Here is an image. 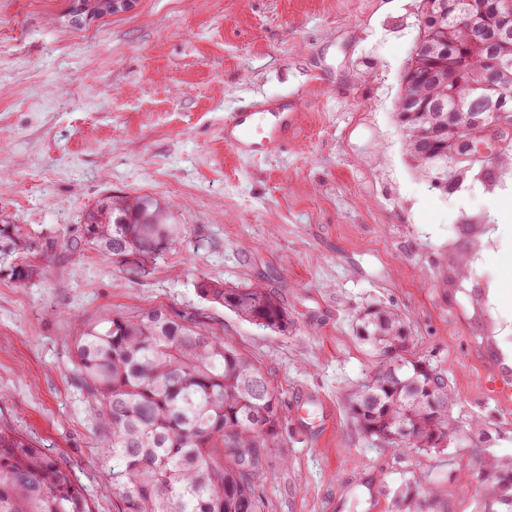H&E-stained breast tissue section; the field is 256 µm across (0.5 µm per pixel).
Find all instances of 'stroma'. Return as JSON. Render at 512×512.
I'll use <instances>...</instances> for the list:
<instances>
[{
	"label": "stroma",
	"instance_id": "obj_1",
	"mask_svg": "<svg viewBox=\"0 0 512 512\" xmlns=\"http://www.w3.org/2000/svg\"><path fill=\"white\" fill-rule=\"evenodd\" d=\"M70 10L0 0V224L58 241L32 258L46 276L0 280V421L112 512L71 339L160 307L245 352L280 393L288 444L261 484L266 512H333L342 496L344 512H512V400L496 397L512 379L495 358L512 352V173L447 195L407 156L396 113L420 0H136L83 28ZM260 96L296 100L297 118L254 159L225 146L224 118ZM113 194L152 196L180 226L147 276L65 245ZM202 278L275 291L287 334L202 299ZM381 307L448 378L447 444L394 452L352 417L376 366L357 321Z\"/></svg>",
	"mask_w": 512,
	"mask_h": 512
}]
</instances>
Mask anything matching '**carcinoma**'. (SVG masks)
Listing matches in <instances>:
<instances>
[{
  "instance_id": "cac0c4a2",
  "label": "carcinoma",
  "mask_w": 512,
  "mask_h": 512,
  "mask_svg": "<svg viewBox=\"0 0 512 512\" xmlns=\"http://www.w3.org/2000/svg\"><path fill=\"white\" fill-rule=\"evenodd\" d=\"M439 25L419 29L418 40L448 60L453 44H467V59L450 80L430 73L428 57L411 59L416 78L404 83L400 99H425L428 112H400L407 151L415 168L430 180L461 187L478 171L496 183L499 168L512 162L505 150L486 160L448 167L457 129L467 113L457 103L471 101L474 85L489 80L512 86V35L488 41L459 27L454 17L469 0H446ZM77 21L112 14L108 0H75ZM499 60L496 68L489 66ZM179 238L177 225L150 195L107 196L85 213L73 251L93 249L123 256V267L145 277L154 259ZM31 237L22 224H0V279L18 285L43 275L23 257ZM204 300L241 319L278 333L292 325L278 296L259 285L229 288L200 279ZM360 328L381 356L371 381L352 402L363 432L389 448H430L449 432L448 413H424L419 397L431 382L429 364L406 356L408 325L390 309L366 313ZM73 362L89 402L98 408L105 431L101 449L112 457L113 512H265L260 489L268 456L287 444L279 394L265 373L238 348L191 319L163 308L133 316L113 314L84 325L73 340ZM401 362V369L390 367ZM0 512H94L70 466L30 437L0 422Z\"/></svg>"
}]
</instances>
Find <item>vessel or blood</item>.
Returning a JSON list of instances; mask_svg holds the SVG:
<instances>
[{
	"mask_svg": "<svg viewBox=\"0 0 512 512\" xmlns=\"http://www.w3.org/2000/svg\"><path fill=\"white\" fill-rule=\"evenodd\" d=\"M294 115L279 103L251 104L224 119V142L238 152L265 153L285 139Z\"/></svg>",
	"mask_w": 512,
	"mask_h": 512,
	"instance_id": "b4317fda",
	"label": "vessel or blood"
}]
</instances>
